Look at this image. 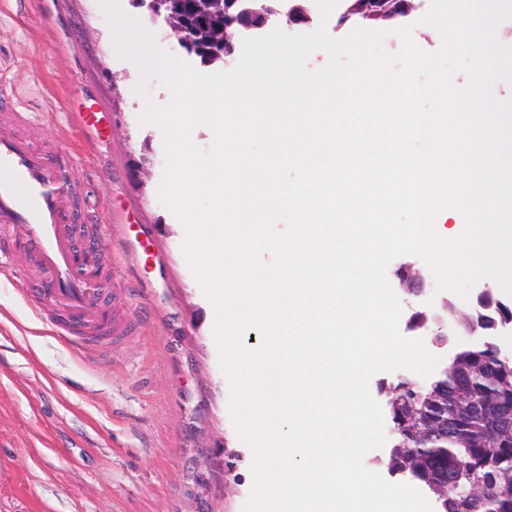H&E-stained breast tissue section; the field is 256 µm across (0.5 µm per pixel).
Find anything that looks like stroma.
<instances>
[{
  "label": "stroma",
  "mask_w": 512,
  "mask_h": 512,
  "mask_svg": "<svg viewBox=\"0 0 512 512\" xmlns=\"http://www.w3.org/2000/svg\"><path fill=\"white\" fill-rule=\"evenodd\" d=\"M120 11L154 48L192 66L163 21ZM0 128L79 170L74 231L123 217L153 264L95 250L107 316L127 338L106 353L46 324V275L29 254L0 267V512H242L252 456L234 426L214 313L160 201L163 136L140 101L171 99L158 76L118 54L101 0H0Z\"/></svg>",
  "instance_id": "35a3bbf8"
}]
</instances>
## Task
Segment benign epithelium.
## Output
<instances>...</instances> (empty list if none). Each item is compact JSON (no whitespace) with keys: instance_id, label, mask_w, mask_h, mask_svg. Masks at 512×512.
Listing matches in <instances>:
<instances>
[{"instance_id":"obj_1","label":"benign epithelium","mask_w":512,"mask_h":512,"mask_svg":"<svg viewBox=\"0 0 512 512\" xmlns=\"http://www.w3.org/2000/svg\"><path fill=\"white\" fill-rule=\"evenodd\" d=\"M154 19H162L172 31L174 37L188 51L194 45L209 41L210 20L219 16L229 31L223 49L216 53L215 60L228 62L237 51L239 41L247 33L262 30L266 26L284 18L294 23V6L290 0H136ZM390 21L373 14H365L359 0H347L339 16L338 25H382ZM433 282L415 281L411 288L415 296L421 298L419 308L430 306V292Z\"/></svg>"}]
</instances>
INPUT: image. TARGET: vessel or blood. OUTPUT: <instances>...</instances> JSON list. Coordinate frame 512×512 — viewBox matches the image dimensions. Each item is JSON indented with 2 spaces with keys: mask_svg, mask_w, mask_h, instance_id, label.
Here are the masks:
<instances>
[{
  "mask_svg": "<svg viewBox=\"0 0 512 512\" xmlns=\"http://www.w3.org/2000/svg\"><path fill=\"white\" fill-rule=\"evenodd\" d=\"M71 182L46 154L33 150L14 135L0 130V228L9 230L18 246L34 256L55 285V332L69 338L77 325L90 335L112 336L117 331L87 280L72 273L74 217L65 209ZM120 237L127 253L140 258L142 243L130 225L103 226V242Z\"/></svg>",
  "mask_w": 512,
  "mask_h": 512,
  "instance_id": "obj_1",
  "label": "vessel or blood"
}]
</instances>
